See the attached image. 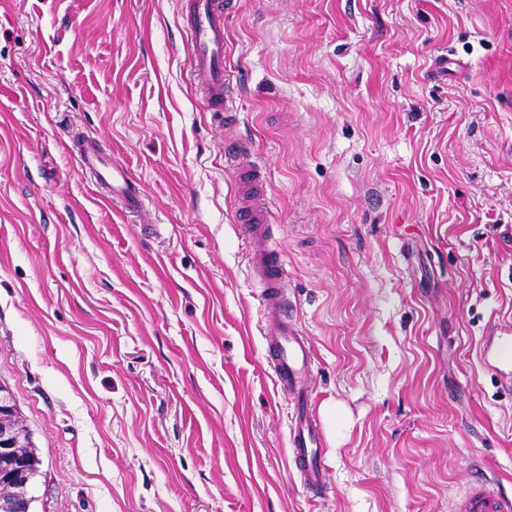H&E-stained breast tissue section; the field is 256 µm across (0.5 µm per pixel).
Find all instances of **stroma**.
Returning <instances> with one entry per match:
<instances>
[{
    "instance_id": "stroma-1",
    "label": "stroma",
    "mask_w": 512,
    "mask_h": 512,
    "mask_svg": "<svg viewBox=\"0 0 512 512\" xmlns=\"http://www.w3.org/2000/svg\"><path fill=\"white\" fill-rule=\"evenodd\" d=\"M181 0H0V384L33 512H450L512 495V0H235L238 134L271 226L329 492L288 453L224 126ZM447 75L432 76L440 55ZM142 184L101 198L71 136ZM512 497L503 494L491 479L470 482L455 512H511Z\"/></svg>"
}]
</instances>
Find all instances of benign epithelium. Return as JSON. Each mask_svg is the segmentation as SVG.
Wrapping results in <instances>:
<instances>
[{
	"label": "benign epithelium",
	"mask_w": 512,
	"mask_h": 512,
	"mask_svg": "<svg viewBox=\"0 0 512 512\" xmlns=\"http://www.w3.org/2000/svg\"><path fill=\"white\" fill-rule=\"evenodd\" d=\"M36 467L33 443L12 396L0 385V476L12 481L0 493V512H32V498L24 491Z\"/></svg>",
	"instance_id": "1"
}]
</instances>
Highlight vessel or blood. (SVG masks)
Segmentation results:
<instances>
[{
	"mask_svg": "<svg viewBox=\"0 0 512 512\" xmlns=\"http://www.w3.org/2000/svg\"><path fill=\"white\" fill-rule=\"evenodd\" d=\"M228 10L227 0H183L181 18L189 37L191 77L211 112L223 119L228 133L224 156L232 164L236 218L252 245L250 266L261 287V339L274 385L287 396L290 406L288 451L304 487L318 496L326 485L327 468L322 428L312 412V349L287 314L288 270L270 234L267 169L234 135L239 106L230 91L224 63ZM74 141L76 162L89 174L99 194L119 202L127 212H143L144 190L128 167L118 164L90 137L78 135ZM456 512H512V497L503 494L493 480L477 479L467 485Z\"/></svg>",
	"mask_w": 512,
	"mask_h": 512,
	"instance_id": "obj_1",
	"label": "vessel or blood"
}]
</instances>
